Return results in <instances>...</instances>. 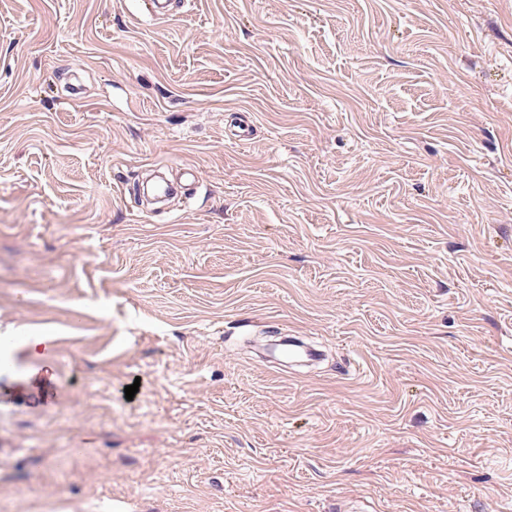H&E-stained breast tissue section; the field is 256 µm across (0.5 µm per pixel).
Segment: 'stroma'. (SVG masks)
Returning <instances> with one entry per match:
<instances>
[{
    "label": "stroma",
    "mask_w": 512,
    "mask_h": 512,
    "mask_svg": "<svg viewBox=\"0 0 512 512\" xmlns=\"http://www.w3.org/2000/svg\"><path fill=\"white\" fill-rule=\"evenodd\" d=\"M137 7L0 0V512H512V0ZM145 16L155 22H163L178 13L186 5L183 0H139Z\"/></svg>",
    "instance_id": "obj_1"
}]
</instances>
